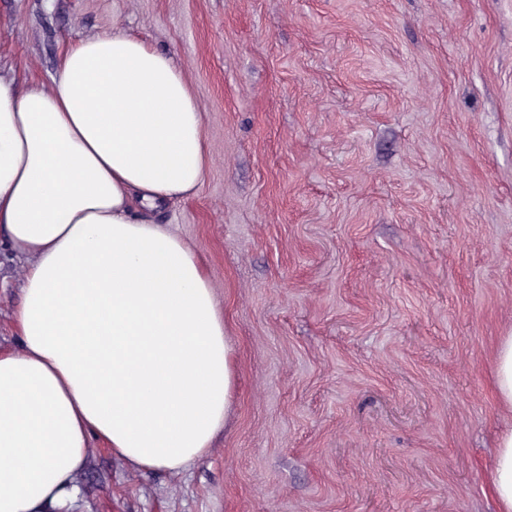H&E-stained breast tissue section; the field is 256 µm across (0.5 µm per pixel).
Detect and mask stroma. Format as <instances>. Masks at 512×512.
Returning <instances> with one entry per match:
<instances>
[{"mask_svg": "<svg viewBox=\"0 0 512 512\" xmlns=\"http://www.w3.org/2000/svg\"><path fill=\"white\" fill-rule=\"evenodd\" d=\"M123 25L183 71L207 168L154 214L233 342L208 456L97 439L71 512H497L512 427V0H0V70L51 89ZM26 269L0 254V347ZM494 386L498 401L512 409V333L502 336L496 348ZM492 495L498 512L512 511V430L501 435L498 450L490 462Z\"/></svg>", "mask_w": 512, "mask_h": 512, "instance_id": "35a3bbf8", "label": "stroma"}]
</instances>
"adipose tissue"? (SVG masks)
Here are the masks:
<instances>
[{"mask_svg":"<svg viewBox=\"0 0 512 512\" xmlns=\"http://www.w3.org/2000/svg\"><path fill=\"white\" fill-rule=\"evenodd\" d=\"M206 162L183 73L122 27L67 50L52 91L0 74V245L29 265L21 348H0V512H65L93 437L144 471L209 453L232 346L199 260L150 219ZM490 468L512 512V431Z\"/></svg>","mask_w":512,"mask_h":512,"instance_id":"obj_1","label":"adipose tissue"}]
</instances>
